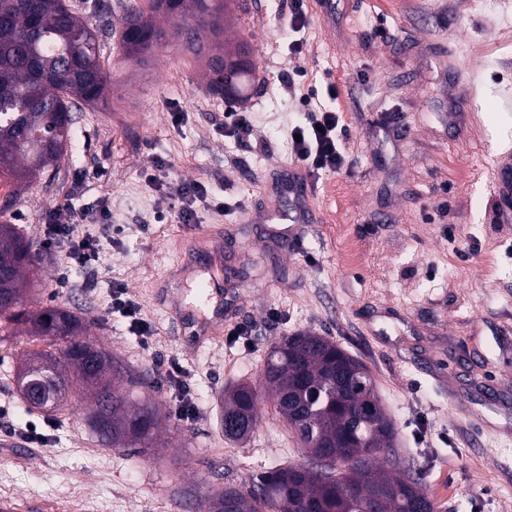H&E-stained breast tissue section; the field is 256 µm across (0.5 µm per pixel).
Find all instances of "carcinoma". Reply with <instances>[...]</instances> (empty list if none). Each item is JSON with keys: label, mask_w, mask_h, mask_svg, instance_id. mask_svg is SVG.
<instances>
[{"label": "carcinoma", "mask_w": 512, "mask_h": 512, "mask_svg": "<svg viewBox=\"0 0 512 512\" xmlns=\"http://www.w3.org/2000/svg\"><path fill=\"white\" fill-rule=\"evenodd\" d=\"M231 0H151L152 14L127 6L124 53L143 63L170 38L197 56H207L208 84L224 91L220 66L231 51L221 46ZM159 14L171 23L164 28ZM99 28L82 19L67 0H0V172L14 185L0 204V330L30 323L35 335L66 343L62 355L27 354L25 362L46 370L47 395L29 407L54 410L63 392H93L89 420L101 437L120 448L156 447L162 414L153 403L134 401L145 378L120 359L80 339L85 323L54 305L25 308L29 274L40 255L17 225L4 219L37 178L57 165L73 140V113L104 103L109 81L98 44ZM251 69L235 68L231 92L243 97ZM262 388L239 383L224 392L222 419L255 429L258 400L265 395L284 419L310 463L273 468L243 485L209 496L211 512H436L421 474L393 469L395 434L368 367L325 336L299 333L268 349Z\"/></svg>", "instance_id": "cac0c4a2"}]
</instances>
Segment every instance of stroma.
Returning <instances> with one entry per match:
<instances>
[{
    "instance_id": "obj_1",
    "label": "stroma",
    "mask_w": 512,
    "mask_h": 512,
    "mask_svg": "<svg viewBox=\"0 0 512 512\" xmlns=\"http://www.w3.org/2000/svg\"><path fill=\"white\" fill-rule=\"evenodd\" d=\"M149 0H69L98 25L107 103L75 115L73 144L56 173L22 195L13 221L40 245L46 212L108 206L122 234L102 256L94 294L58 289L59 254L42 249L31 310L52 304L87 324L86 339L116 354L158 402L161 449L134 454L94 433L84 391L61 409L37 411L16 388L27 352L46 340L0 335V501L15 512H205L209 491L242 484L307 456L260 400L259 423L243 442L226 440V386L259 383L266 353L300 332L328 337L367 365L395 426L397 469L413 470L437 512H512V204L493 190L497 163L512 162V31L484 0H334L323 13L303 0L302 53L280 29L292 0H237L230 43L249 47L247 100L214 94L204 57L173 40L147 64L120 44L124 9ZM335 96H328L327 86ZM337 111L349 169L318 176L313 220L284 250L273 210H290L279 190L296 167L288 130L309 109ZM180 109L184 119L172 124ZM251 121L247 145L226 136L224 115ZM399 121L385 126L390 116ZM162 159L166 184L149 180ZM201 182L225 197L224 211L196 203L179 223L170 196ZM236 279L224 293V325L204 346L181 335L175 305L196 277L183 268L200 248ZM125 285L156 327L142 344L108 315L113 282ZM177 359L197 415L171 414L162 364ZM45 425L48 441L21 434Z\"/></svg>"
}]
</instances>
